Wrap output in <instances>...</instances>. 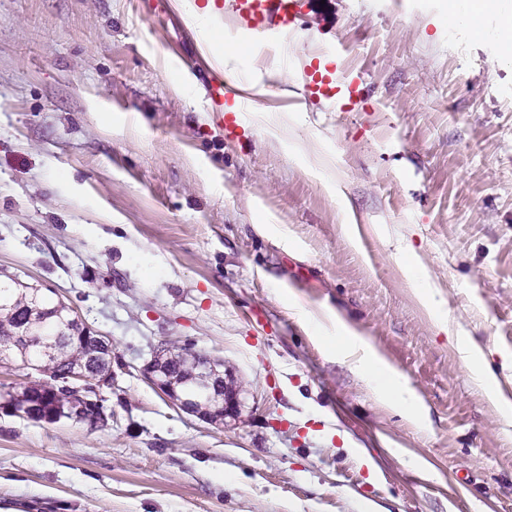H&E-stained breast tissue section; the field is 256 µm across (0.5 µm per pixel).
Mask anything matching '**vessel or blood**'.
Listing matches in <instances>:
<instances>
[{
  "mask_svg": "<svg viewBox=\"0 0 512 512\" xmlns=\"http://www.w3.org/2000/svg\"><path fill=\"white\" fill-rule=\"evenodd\" d=\"M308 3L309 0H223L216 20L234 29L261 33L274 30L286 41L300 29Z\"/></svg>",
  "mask_w": 512,
  "mask_h": 512,
  "instance_id": "1",
  "label": "vessel or blood"
}]
</instances>
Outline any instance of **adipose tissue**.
I'll list each match as a JSON object with an SVG mask.
<instances>
[{
    "label": "adipose tissue",
    "instance_id": "obj_1",
    "mask_svg": "<svg viewBox=\"0 0 512 512\" xmlns=\"http://www.w3.org/2000/svg\"><path fill=\"white\" fill-rule=\"evenodd\" d=\"M213 4L198 5L196 0H182L183 18L189 27L199 31L206 51L221 61L225 73H232L240 61L233 37H220L212 28ZM336 332L343 341V349L354 356L355 368L371 384L375 395L388 403L396 405L411 416H422L423 410L414 390L383 364L361 338L353 336L344 323H337Z\"/></svg>",
    "mask_w": 512,
    "mask_h": 512
}]
</instances>
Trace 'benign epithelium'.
<instances>
[{
	"label": "benign epithelium",
	"instance_id": "benign-epithelium-1",
	"mask_svg": "<svg viewBox=\"0 0 512 512\" xmlns=\"http://www.w3.org/2000/svg\"><path fill=\"white\" fill-rule=\"evenodd\" d=\"M67 322L76 326L74 334L92 342L96 348L93 356L112 353V344L107 337L77 317H67ZM27 345L39 342L46 345L41 358L32 359L26 350L19 354L27 368L39 372L43 379L33 385L37 395L50 394L63 388L69 394V405L64 410H53L40 400L17 403L10 393L0 394V408L15 417L27 420H60L62 418L90 426L104 425L112 414L107 412L104 398L100 394L103 386H112V370L98 372L86 366L72 369L65 376L55 375L56 353L47 347L48 341L36 329L30 327L21 334ZM182 359L195 360L197 373L192 378H180L173 373V363ZM224 361L195 350L175 351L161 345L158 353L141 369L143 377L159 390L178 409L198 419L224 425V421L237 420L241 414V390L232 387L224 377Z\"/></svg>",
	"mask_w": 512,
	"mask_h": 512
}]
</instances>
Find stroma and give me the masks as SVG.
<instances>
[{"label": "stroma", "instance_id": "35a3bbf8", "mask_svg": "<svg viewBox=\"0 0 512 512\" xmlns=\"http://www.w3.org/2000/svg\"><path fill=\"white\" fill-rule=\"evenodd\" d=\"M448 0H310L288 44L369 98L327 109L278 53L227 136L175 0H0V272L112 340L108 423L0 411V512H512V48ZM301 111L276 134L268 113ZM331 169L332 198L283 137ZM411 261L449 319L436 329ZM421 398L409 419L332 317ZM223 359L237 424L175 406L158 345ZM458 342L461 353L471 365L474 378L484 388L490 400L500 408L509 424H511L512 405L508 400L500 397L495 379L486 373L483 367V354L481 349L469 344L462 336H459Z\"/></svg>", "mask_w": 512, "mask_h": 512}]
</instances>
